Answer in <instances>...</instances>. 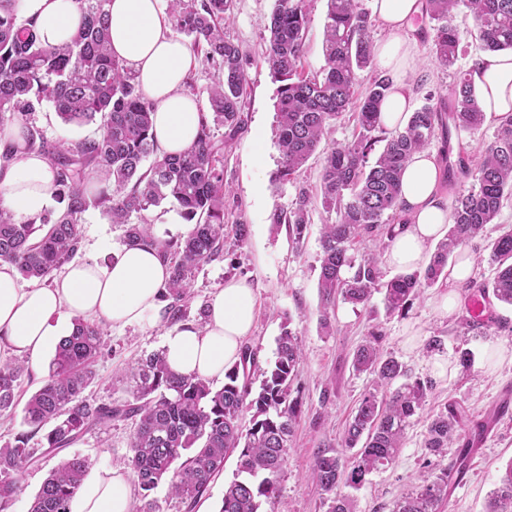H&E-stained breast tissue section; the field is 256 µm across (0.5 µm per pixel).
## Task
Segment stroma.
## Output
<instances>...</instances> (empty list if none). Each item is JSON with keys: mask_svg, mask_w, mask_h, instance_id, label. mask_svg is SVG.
<instances>
[{"mask_svg": "<svg viewBox=\"0 0 512 512\" xmlns=\"http://www.w3.org/2000/svg\"><path fill=\"white\" fill-rule=\"evenodd\" d=\"M275 0H234L224 35L240 45L246 54L248 96L246 128L235 137L226 129L216 134L227 137L224 149V181L230 187L224 199L228 221L240 220L249 227L244 242L226 236L224 253L202 265L195 274V297L185 309V320L197 322L200 306L209 305L225 280L242 278L252 286L257 305L254 328L246 342L257 352L258 366L252 369L253 385H260L261 370L274 360L277 339L283 326H290L302 344L303 360L292 385V393L302 402L283 473L279 498L287 512H329L330 502L312 475L316 451H338L342 430L361 395L371 389L372 378L352 369L353 353L371 332L382 336L384 353L395 356L406 367L410 379L431 380L425 410L414 416L405 431V442L396 462L369 475L356 491L357 512H392L396 501L407 495L417 476L432 479L441 464L430 460L424 448L428 415L447 402L465 406L474 419L485 421L487 429L476 448L464 485L452 488L437 512H485L490 492L512 461V413L500 411L504 399L512 400V307L489 299L488 309L502 318L506 327L488 335L463 339L460 323L467 318L470 293L465 285L454 288L455 307L441 312L435 307L444 292L438 284L423 290L405 314L386 313L381 296H374L375 315L347 304H338L323 314L318 288L320 231L324 213L314 205L312 224L302 244L288 237L287 228L272 230L269 216L275 208L288 207L298 187L316 188L321 156H312L294 180L273 179L280 153L276 141L277 85L264 53L268 45L267 26ZM309 25L306 52L301 61L305 74L320 73L325 66L322 51L327 0H307ZM433 32L428 20L417 23L414 61L394 78L411 96L412 107H420L428 91L449 99L453 77L435 61ZM512 224V202H505L496 223L487 225L480 237L457 250L456 255L471 263V281L491 280L495 269L488 262V246L501 226ZM82 246L79 259L99 253L102 247L119 248L123 240L120 225L110 223L100 209L89 208L79 226ZM167 330L165 324L144 322L107 325L104 346L96 362L97 383L87 390L100 402L129 397L128 369L143 355L160 350ZM432 336L444 339L440 355L448 362L445 375L433 369L435 355L425 343ZM467 347L474 353L469 370L458 364L457 350ZM133 425L115 420L103 429L88 432L74 452L91 457L95 464H117L128 455Z\"/></svg>", "mask_w": 512, "mask_h": 512, "instance_id": "1", "label": "stroma"}]
</instances>
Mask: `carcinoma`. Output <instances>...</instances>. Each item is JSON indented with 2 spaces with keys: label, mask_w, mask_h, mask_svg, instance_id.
<instances>
[{
  "label": "carcinoma",
  "mask_w": 512,
  "mask_h": 512,
  "mask_svg": "<svg viewBox=\"0 0 512 512\" xmlns=\"http://www.w3.org/2000/svg\"><path fill=\"white\" fill-rule=\"evenodd\" d=\"M17 0H0V128L20 123L26 147L46 156L55 173V197L61 207L40 217L16 219L0 206V261L15 266L26 279L48 282L52 273L81 249L79 224L91 207L101 209L112 223L124 228V243L150 242L169 266L170 279L162 295L163 318L172 326L185 315L193 276L224 248V141L214 129H228V138L243 131L248 80L240 49L224 37V18L233 0H170L176 30L202 51L217 71L207 90L197 140L175 157H160L152 131L154 104L145 97L127 66L110 51V0H75L82 24L63 46H46L36 22L23 18ZM324 22L326 66L315 76L299 71L309 19L306 0H276L270 16L266 55L270 75L278 83L277 142L279 167L274 180L291 181L311 156L322 151L319 191L326 213L335 220L322 224L318 288L323 302V325L336 304L366 307L377 293L387 312L403 313L425 287L448 279V260L462 246L494 223L504 200L512 196V112L496 118L494 140L479 154L453 144L461 132L479 129L485 113L465 73H457L448 106L432 104L433 94L409 116L401 129L381 123V105L393 81L376 75L363 91L356 90L357 71L373 64L375 19L360 0H327ZM424 15L433 23V55L446 69L458 58L461 29L456 18H472L480 48L486 53L512 51V0H425ZM51 108L66 124L99 121V134L76 141L51 139L35 122V114ZM356 114L358 132L345 143L321 147L336 121L347 110ZM441 140L444 176L464 189L449 206L447 234L437 243L428 264L391 278L379 255L355 259L349 250L362 238L393 239L405 223L401 180L410 157ZM384 143L374 163L369 157ZM151 160L147 170L143 162ZM98 187L88 195L90 172ZM169 202L190 224L176 240H159L149 232L143 212ZM312 196L298 189L288 208H276L271 224L288 226L295 243L304 241L311 224ZM140 216L137 223L132 215ZM489 263L496 266L490 283L471 282L472 294L493 292L512 306V228L489 245ZM105 328L74 320L71 334L55 348L49 375L23 408L27 432L0 446V512H9L19 481L31 467L60 457L44 479L30 512H68V503L90 469L79 453L60 456L89 431L116 419L134 424L130 452L124 464L141 490L136 512H159L151 492L169 482L171 495L186 512H195L209 498L211 485L224 470L227 456L237 454V478L224 487L218 512H259L262 503H278V482L288 454V442L301 413L291 397L302 347L298 336L284 329L276 357L263 371L252 393L249 368L257 366L248 345L239 363L224 373V384L172 371L163 352L146 355L132 368L130 399L98 403L85 395L97 380L95 364L101 354ZM357 373L373 376L374 388L363 394L347 422L341 447L355 450L350 463L341 453L321 452L313 472L329 496L330 512H356L355 499L340 485L358 490L371 473L396 462L405 430L423 409L430 386L407 379L405 365L380 349L372 333L352 358ZM28 365L6 360L0 364V417H11ZM250 427L242 429L244 412ZM470 424L462 406L450 402L429 418L424 448L443 458L451 447L456 460L433 480H420L393 506V512H437L448 488L465 473L475 451L473 440H461ZM40 436L39 448L28 447ZM486 512H512V462L501 476Z\"/></svg>",
  "instance_id": "1"
}]
</instances>
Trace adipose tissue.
I'll return each mask as SVG.
<instances>
[{"instance_id":"obj_1","label":"adipose tissue","mask_w":512,"mask_h":512,"mask_svg":"<svg viewBox=\"0 0 512 512\" xmlns=\"http://www.w3.org/2000/svg\"><path fill=\"white\" fill-rule=\"evenodd\" d=\"M160 0H110V49L129 67L154 103L153 133L161 155H175L196 139L198 101L182 90L190 62L187 45L168 33ZM423 0H373L385 36L375 46L379 63L406 68L413 58L409 33L423 14ZM22 16L35 19L43 44L68 42L81 22L74 0H19ZM479 109L487 116L512 112V52L486 55L469 75ZM441 166L434 153L416 152L406 164L401 198L409 219L393 240L388 261L410 269L423 263L432 244L448 231V202L441 190ZM50 162L20 152L0 166V206L16 218L37 217L54 203ZM169 269L156 247L124 245L113 260L97 257L69 265L49 287H22L13 265L0 261V346L10 355L39 362L71 333L77 318L95 317L128 325L161 315L160 295ZM256 297L246 280L231 279L209 305L204 326L182 324L166 331L163 353L169 367L212 381L240 360L250 335ZM130 477L123 466L91 471L71 498L68 512H131Z\"/></svg>"}]
</instances>
